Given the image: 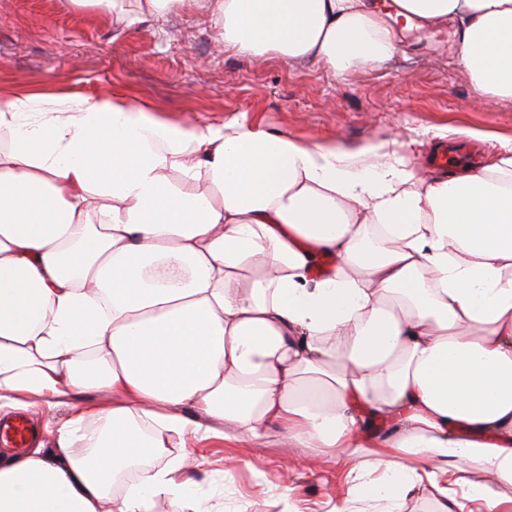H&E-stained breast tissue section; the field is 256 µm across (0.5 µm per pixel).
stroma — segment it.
I'll list each match as a JSON object with an SVG mask.
<instances>
[{
    "label": "stroma",
    "mask_w": 512,
    "mask_h": 512,
    "mask_svg": "<svg viewBox=\"0 0 512 512\" xmlns=\"http://www.w3.org/2000/svg\"><path fill=\"white\" fill-rule=\"evenodd\" d=\"M400 51L339 76L225 47L213 0L156 19H115L71 0H0V94L67 93L73 103L130 94L164 120L221 125L247 119L266 132L354 151L385 143L432 177L430 156L463 143L486 162L512 142V103L484 105L462 62L457 27L394 23ZM68 406L31 408L42 448H53ZM192 452L194 494L223 512H331L350 493V468L317 448L265 438L171 435L153 467Z\"/></svg>",
    "instance_id": "obj_1"
}]
</instances>
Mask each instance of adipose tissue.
I'll list each match as a JSON object with an SVG mask.
<instances>
[{
	"instance_id": "ef3b65f1",
	"label": "adipose tissue",
	"mask_w": 512,
	"mask_h": 512,
	"mask_svg": "<svg viewBox=\"0 0 512 512\" xmlns=\"http://www.w3.org/2000/svg\"><path fill=\"white\" fill-rule=\"evenodd\" d=\"M216 2L251 56L341 76L399 49L374 0ZM395 5L456 21L466 70L512 101V0ZM0 129V409L109 397L53 453L0 457V512H154L187 494L186 457L118 498L116 475L214 422L342 458L380 512L420 489L435 512H512V147L423 180L380 145L356 162L124 94H0ZM360 400L393 433L365 439Z\"/></svg>"
}]
</instances>
